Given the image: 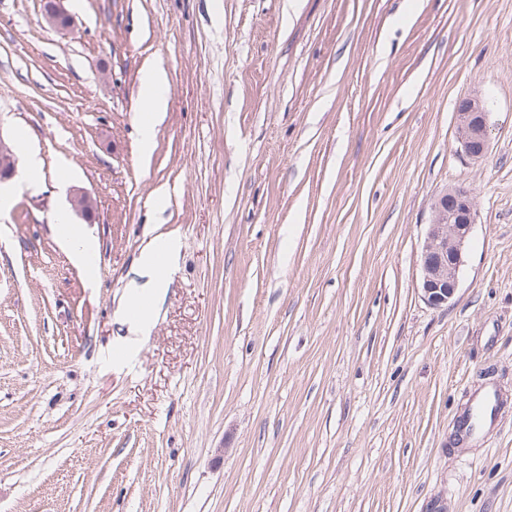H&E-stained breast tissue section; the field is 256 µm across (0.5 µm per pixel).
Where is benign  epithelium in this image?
Wrapping results in <instances>:
<instances>
[{"mask_svg": "<svg viewBox=\"0 0 512 512\" xmlns=\"http://www.w3.org/2000/svg\"><path fill=\"white\" fill-rule=\"evenodd\" d=\"M57 2L59 0H46L45 18L56 30L67 32L72 19ZM455 120V137L460 150L472 159L484 158L489 149V113L484 100L477 95L460 99ZM16 168L14 151L0 141V182L12 178ZM71 202L73 209L82 216L88 217L93 212L92 199L85 191H77ZM475 224V204L469 191L447 187L435 197L420 256V287L429 305L443 307L454 297Z\"/></svg>", "mask_w": 512, "mask_h": 512, "instance_id": "benign-epithelium-1", "label": "benign epithelium"}]
</instances>
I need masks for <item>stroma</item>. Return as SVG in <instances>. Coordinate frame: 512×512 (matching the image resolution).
Wrapping results in <instances>:
<instances>
[{
	"instance_id": "1",
	"label": "stroma",
	"mask_w": 512,
	"mask_h": 512,
	"mask_svg": "<svg viewBox=\"0 0 512 512\" xmlns=\"http://www.w3.org/2000/svg\"><path fill=\"white\" fill-rule=\"evenodd\" d=\"M60 6L66 33L0 0V139L43 163L0 184V512H512V0ZM152 63L169 107L144 160ZM474 94L479 160L454 126ZM450 186L477 222L435 308L420 254ZM64 224L97 238L92 273ZM153 230L181 258L123 361ZM488 384L506 408L450 447ZM455 137L460 150L472 159L484 158L489 149V112L479 96L458 101L455 111Z\"/></svg>"
}]
</instances>
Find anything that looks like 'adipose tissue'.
<instances>
[{
  "label": "adipose tissue",
  "instance_id": "1",
  "mask_svg": "<svg viewBox=\"0 0 512 512\" xmlns=\"http://www.w3.org/2000/svg\"><path fill=\"white\" fill-rule=\"evenodd\" d=\"M142 99L147 106L148 115L140 126L139 152L150 154L155 139V130L166 115L168 109V85L165 72L159 68L147 69L142 76ZM180 258L178 240L158 234L144 240L137 260L136 275L139 284L133 285L127 305L119 307L117 320L125 326V336L119 337L121 349L132 352L150 335L153 328L151 312L139 314L131 307L141 298H148L153 308L159 307L169 285V278L159 274L158 262H165L168 269H176Z\"/></svg>",
  "mask_w": 512,
  "mask_h": 512
}]
</instances>
